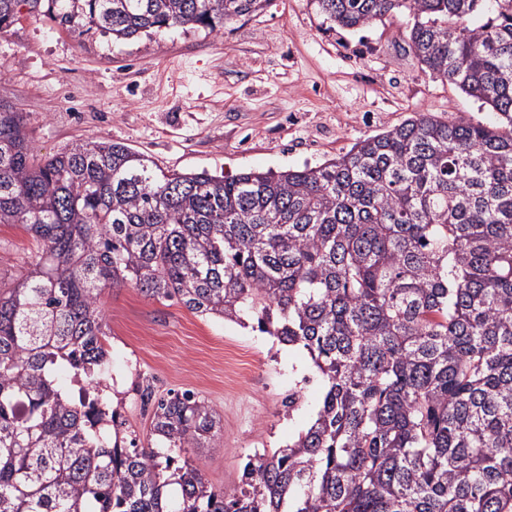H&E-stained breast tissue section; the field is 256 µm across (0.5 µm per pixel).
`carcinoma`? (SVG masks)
<instances>
[{
	"instance_id": "obj_1",
	"label": "carcinoma",
	"mask_w": 512,
	"mask_h": 512,
	"mask_svg": "<svg viewBox=\"0 0 512 512\" xmlns=\"http://www.w3.org/2000/svg\"><path fill=\"white\" fill-rule=\"evenodd\" d=\"M23 1L124 41L267 3L0 0V34ZM316 2L346 30L407 12L415 60L499 121L420 115L316 167L218 176L121 142L42 156L0 100V224L41 247L0 281V512H512V0ZM119 285L307 352L314 418L232 493L177 465L217 434L194 392H143L164 452L102 402Z\"/></svg>"
}]
</instances>
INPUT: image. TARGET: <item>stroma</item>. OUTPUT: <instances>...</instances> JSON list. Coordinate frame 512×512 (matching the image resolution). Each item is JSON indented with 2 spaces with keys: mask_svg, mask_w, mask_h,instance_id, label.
Listing matches in <instances>:
<instances>
[{
  "mask_svg": "<svg viewBox=\"0 0 512 512\" xmlns=\"http://www.w3.org/2000/svg\"><path fill=\"white\" fill-rule=\"evenodd\" d=\"M0 70V100L23 112L40 154L112 140L175 172L314 167L421 113L498 120L421 69L404 15L343 30L315 0H268L217 36L168 29L129 41L24 14L0 36ZM37 251L30 233L0 224V277L19 275ZM102 300L112 333L104 383L138 444L151 440L144 383L158 396L193 391L216 410L212 446L188 454L228 493L249 455L286 446L308 426L322 390L299 384L305 350L129 286L105 289ZM296 391L302 402L291 411L285 401Z\"/></svg>",
  "mask_w": 512,
  "mask_h": 512,
  "instance_id": "stroma-1",
  "label": "stroma"
}]
</instances>
